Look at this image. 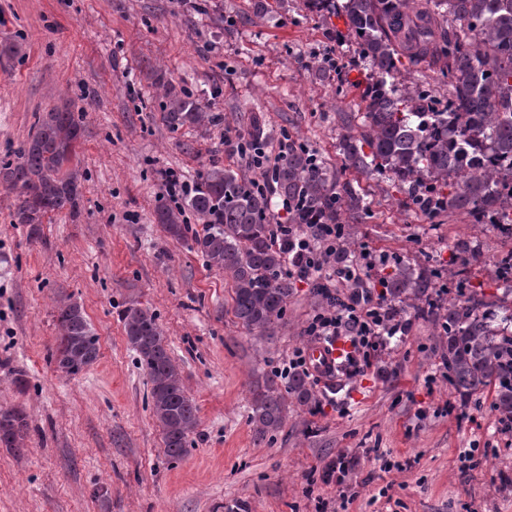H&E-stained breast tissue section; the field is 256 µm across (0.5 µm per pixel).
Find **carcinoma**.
<instances>
[{
  "mask_svg": "<svg viewBox=\"0 0 512 512\" xmlns=\"http://www.w3.org/2000/svg\"><path fill=\"white\" fill-rule=\"evenodd\" d=\"M321 18L330 12L344 20L358 54L369 62L371 83L363 131L342 136L344 168L371 177L386 176L405 195L404 204L428 216L445 210L467 214L474 224L494 223V214H512V0H303ZM423 73L410 87L403 71ZM448 87L442 97L435 86ZM162 108L173 129L199 125L212 117L195 98L166 88ZM81 125L73 112H48L36 135L0 166V177L20 190L17 224H40L49 212L78 209V169L69 168ZM492 141L494 160L483 157ZM272 186L231 168L213 166L193 182L175 207L163 206L166 232L184 240L189 210L210 225L193 237L207 264L224 271L233 291L239 322L270 336L284 322L294 280L285 254L271 244L275 219L272 197L288 201L290 224H342L343 213L368 211L364 197L342 188L336 171L304 144H288L275 167L263 174ZM498 276L511 284L498 303L477 295L448 299L446 312L429 293L430 279L403 261L386 280L401 307L434 318L437 335L448 340L442 362L448 385L462 401L493 395L498 422L512 430V253L500 259ZM127 342L150 380L151 412L164 435L166 455L182 456L199 426L198 408L186 395L179 366L172 359L155 314L132 303L121 313ZM58 369L76 376L99 356V337L75 301L56 307ZM307 406L313 396L308 378L283 380L273 372L253 391L251 415L258 441L284 425L288 399ZM24 413L0 407V444L21 449L27 435Z\"/></svg>",
  "mask_w": 512,
  "mask_h": 512,
  "instance_id": "obj_1",
  "label": "carcinoma"
}]
</instances>
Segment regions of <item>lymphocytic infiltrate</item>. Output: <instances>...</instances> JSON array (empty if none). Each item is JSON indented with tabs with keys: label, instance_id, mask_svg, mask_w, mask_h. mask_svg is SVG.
<instances>
[{
	"label": "lymphocytic infiltrate",
	"instance_id": "lymphocytic-infiltrate-1",
	"mask_svg": "<svg viewBox=\"0 0 512 512\" xmlns=\"http://www.w3.org/2000/svg\"><path fill=\"white\" fill-rule=\"evenodd\" d=\"M345 227L341 224H278L272 243L288 259V272L318 290H327L330 282L352 286L346 302L320 307L304 329L314 341L346 337L351 352L347 358L353 373L372 366L386 340L406 333L405 322L389 314L385 295L363 293L361 287L375 268L369 248L348 263L340 265L336 256L345 250Z\"/></svg>",
	"mask_w": 512,
	"mask_h": 512
}]
</instances>
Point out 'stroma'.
Masks as SVG:
<instances>
[{
  "label": "stroma",
  "mask_w": 512,
  "mask_h": 512,
  "mask_svg": "<svg viewBox=\"0 0 512 512\" xmlns=\"http://www.w3.org/2000/svg\"><path fill=\"white\" fill-rule=\"evenodd\" d=\"M0 0V164L51 111L82 118L78 214L14 221L18 190L0 183V407L22 410V450L0 445V512H512V434L500 431L491 394L462 402L442 376L435 322L409 324L372 368L313 384L290 404L272 442L256 443L252 390L307 347L315 289L295 284L272 337L235 318L223 271L190 242L171 238L158 206L168 169L194 179L210 166L250 172L236 150L253 120L279 154L298 140L336 168L339 141L360 134L366 67L337 38V16L312 18L302 0ZM333 54L338 64L324 62ZM189 91L210 123L171 129L164 84ZM369 213L351 214V252L368 247L432 273L433 289L494 302L495 263L512 238L464 213L426 216L400 204L380 177L344 171ZM475 241L476 253L460 242ZM79 302L100 343L84 373L64 376L54 352L56 307ZM156 314L199 427L181 458L164 452L150 388L128 345L121 310ZM24 377L18 388L15 377ZM347 457L349 500L325 483Z\"/></svg>",
  "instance_id": "1"
}]
</instances>
